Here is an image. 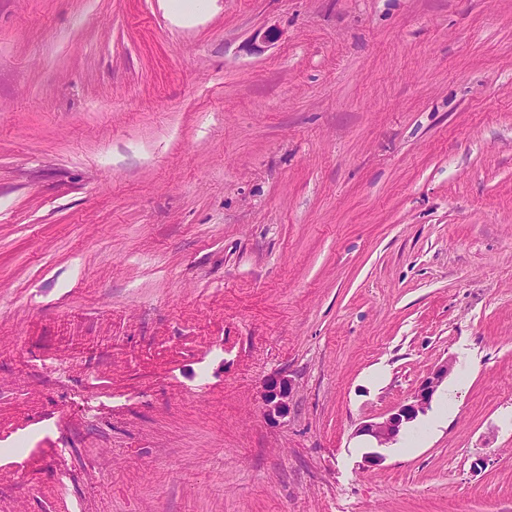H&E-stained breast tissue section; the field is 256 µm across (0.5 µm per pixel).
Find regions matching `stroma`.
<instances>
[{
  "label": "stroma",
  "mask_w": 512,
  "mask_h": 512,
  "mask_svg": "<svg viewBox=\"0 0 512 512\" xmlns=\"http://www.w3.org/2000/svg\"><path fill=\"white\" fill-rule=\"evenodd\" d=\"M0 512H512V0H0ZM451 370L452 364L446 361L431 375L423 379L406 401L382 417V420L362 424L356 434L368 436L373 441L371 448H390L397 441L401 431L429 408L437 388L445 378H448ZM291 383L285 377L273 380L264 399V413L270 419L284 417L288 413Z\"/></svg>",
  "instance_id": "35a3bbf8"
}]
</instances>
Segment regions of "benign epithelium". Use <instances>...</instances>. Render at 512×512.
<instances>
[{
	"mask_svg": "<svg viewBox=\"0 0 512 512\" xmlns=\"http://www.w3.org/2000/svg\"><path fill=\"white\" fill-rule=\"evenodd\" d=\"M451 370L452 364L445 362L423 379L414 393L382 417V420L364 423L357 429L358 435L369 437L373 441V447L377 448V451L365 456V462L376 465L384 459L381 450L391 447L397 441L401 431L414 422L419 415L425 413L437 388L448 377ZM290 394V380L282 377L272 381L265 394V415L271 419L287 415Z\"/></svg>",
	"mask_w": 512,
	"mask_h": 512,
	"instance_id": "benign-epithelium-1",
	"label": "benign epithelium"
}]
</instances>
